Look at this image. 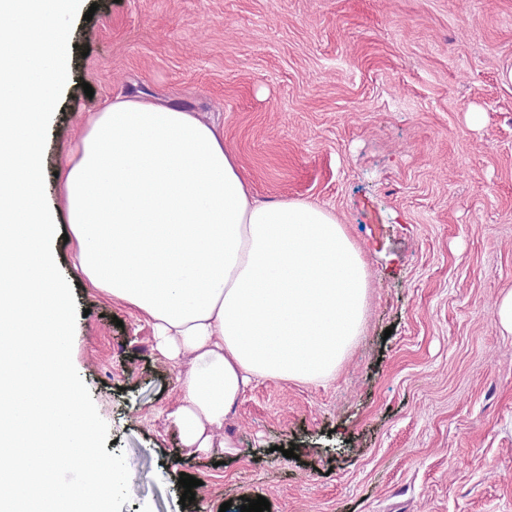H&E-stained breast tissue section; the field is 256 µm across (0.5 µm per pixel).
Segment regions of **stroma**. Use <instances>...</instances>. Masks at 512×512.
I'll return each instance as SVG.
<instances>
[{"mask_svg": "<svg viewBox=\"0 0 512 512\" xmlns=\"http://www.w3.org/2000/svg\"><path fill=\"white\" fill-rule=\"evenodd\" d=\"M45 194L102 101L194 112L256 198L332 212L362 249L364 321L335 373L253 383L186 447L181 366L82 281L72 359L124 453L121 512H512V0H84ZM93 96H86L84 85ZM294 449L295 457L283 456ZM199 479L180 502L181 474Z\"/></svg>", "mask_w": 512, "mask_h": 512, "instance_id": "1", "label": "stroma"}]
</instances>
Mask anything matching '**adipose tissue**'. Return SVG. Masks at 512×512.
Returning a JSON list of instances; mask_svg holds the SVG:
<instances>
[{
	"label": "adipose tissue",
	"mask_w": 512,
	"mask_h": 512,
	"mask_svg": "<svg viewBox=\"0 0 512 512\" xmlns=\"http://www.w3.org/2000/svg\"><path fill=\"white\" fill-rule=\"evenodd\" d=\"M62 191L76 269L188 364L173 413L187 446L213 447L252 379L322 380L360 334L359 247L320 206L257 200L222 135L191 112L105 102Z\"/></svg>",
	"instance_id": "adipose-tissue-1"
}]
</instances>
